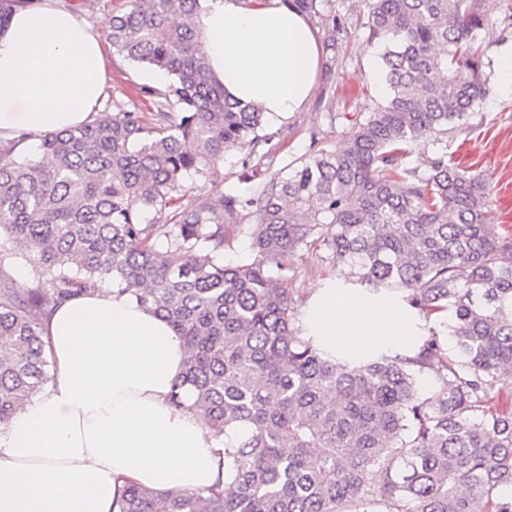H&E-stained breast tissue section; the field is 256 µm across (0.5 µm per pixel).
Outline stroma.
Listing matches in <instances>:
<instances>
[{
    "label": "stroma",
    "mask_w": 512,
    "mask_h": 512,
    "mask_svg": "<svg viewBox=\"0 0 512 512\" xmlns=\"http://www.w3.org/2000/svg\"><path fill=\"white\" fill-rule=\"evenodd\" d=\"M54 2L79 14L103 45L106 81L99 115L141 104L139 90L151 87L154 69L129 63L115 53L110 30L102 25L103 20L111 19L118 0H97L90 10L82 0ZM334 5L335 19L316 16L311 20L317 33H324L335 23L340 30L335 50L320 53L318 78L308 104L286 120L265 125L270 140L258 152L267 175L299 162L316 149L338 148L346 123L364 119L373 102L387 94L379 45L367 39L362 0H334ZM479 7L490 20L482 33L489 61V92L476 107L474 117L449 139L448 149L455 163L481 172L492 186L495 232L512 236V0H479ZM329 111L340 113V120L329 123L325 117ZM335 273L336 261L331 254L315 247L302 249L293 258L288 274L287 288L295 312H302L315 284L332 286Z\"/></svg>",
    "instance_id": "stroma-1"
}]
</instances>
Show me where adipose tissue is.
<instances>
[{"mask_svg":"<svg viewBox=\"0 0 512 512\" xmlns=\"http://www.w3.org/2000/svg\"><path fill=\"white\" fill-rule=\"evenodd\" d=\"M210 66L232 97L267 118L302 111L319 48L308 18L288 0H202ZM104 89L99 38L74 14L21 9L0 36V137L37 141L93 122ZM402 316L314 286L301 315L305 337L344 339L360 351L395 341ZM52 380L0 425V512H117L131 484L157 491L219 487L226 442L200 412L169 395L184 349L166 319L126 294L102 290L57 307L45 324Z\"/></svg>","mask_w":512,"mask_h":512,"instance_id":"ef3b65f1","label":"adipose tissue"}]
</instances>
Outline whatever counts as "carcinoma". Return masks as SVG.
<instances>
[{
  "instance_id": "carcinoma-1",
  "label": "carcinoma",
  "mask_w": 512,
  "mask_h": 512,
  "mask_svg": "<svg viewBox=\"0 0 512 512\" xmlns=\"http://www.w3.org/2000/svg\"><path fill=\"white\" fill-rule=\"evenodd\" d=\"M383 47L388 95L258 194L208 182L224 155L262 141L265 114L231 99L201 50L200 0H122L112 47L173 81L121 110L41 139H0V238L27 247L19 282L0 254V424L50 381L43 338L54 307L109 284L164 317L185 349L169 404L203 411L224 451L223 495L128 486L119 512H512V238L493 232L490 189L448 155L487 96L478 0H363ZM33 0H0V36ZM313 16L331 0H292ZM433 146L427 168L408 158ZM250 257L225 262L234 242ZM318 244L369 302L426 323L448 318V357L428 328L404 347L351 357L301 336L287 283ZM432 386L421 389L419 376Z\"/></svg>"
}]
</instances>
